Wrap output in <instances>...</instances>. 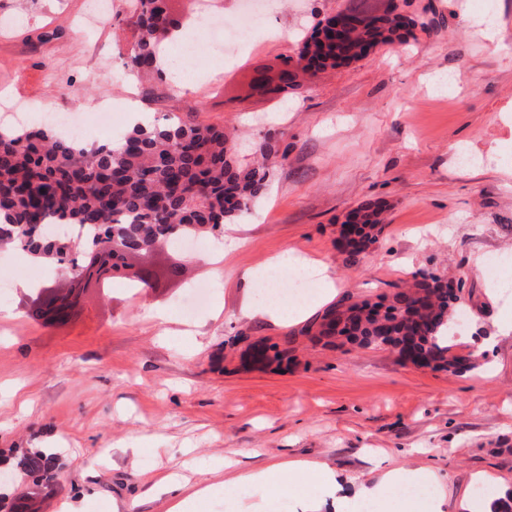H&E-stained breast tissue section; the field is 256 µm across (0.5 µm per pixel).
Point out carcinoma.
<instances>
[{
    "label": "carcinoma",
    "instance_id": "carcinoma-1",
    "mask_svg": "<svg viewBox=\"0 0 512 512\" xmlns=\"http://www.w3.org/2000/svg\"><path fill=\"white\" fill-rule=\"evenodd\" d=\"M140 31L128 69L137 78L161 75L158 61L164 40L188 28L173 22L169 0H130ZM347 12L367 16L373 23L357 30L359 45L387 44L400 37L409 21L390 7L377 13L363 3ZM344 58L336 45L312 36L301 49L293 70L281 72L279 82L260 84L268 96L283 86L300 85ZM258 157L243 166L234 157L233 135L222 127L181 120L163 125H136L117 148L110 143L79 146L53 129L0 128V246H13L58 264L76 262L74 248L109 242L135 251L156 235L180 225L174 241L215 236L232 224L249 205L266 195L270 157L278 154L266 140ZM51 221L81 224L88 232L73 239L45 232ZM378 210L361 215V239L348 250L352 259L381 234ZM462 308L461 296L448 290V281L419 272L409 285H395L380 301H339L281 343L259 344L262 364L293 360L298 338L325 345L355 348L390 346L403 353L412 345L433 362V368L466 373L476 368L471 359L453 353L442 337L453 314Z\"/></svg>",
    "mask_w": 512,
    "mask_h": 512
}]
</instances>
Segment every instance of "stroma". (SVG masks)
Here are the masks:
<instances>
[{
  "mask_svg": "<svg viewBox=\"0 0 512 512\" xmlns=\"http://www.w3.org/2000/svg\"><path fill=\"white\" fill-rule=\"evenodd\" d=\"M350 2L280 0L235 64L216 58L191 91L161 80L149 91L126 67L139 36L127 0H112L104 27L85 25L89 0H0V98L75 110L109 94L160 123L234 131L243 165L268 138L284 152L267 194L238 217L230 258L214 260L209 239L195 251L159 243L138 258L156 269L153 286L94 289L64 324L31 316L34 266L0 253V274L15 284L0 304V453L58 451L57 475L29 512H166L151 488L169 472L219 485L191 512H235L253 495L236 477L286 456L331 468L335 495L318 475L299 481L321 512H339L391 468L434 473L444 512L468 495L512 492V0H398L411 21L400 41L284 99L255 90ZM481 17L500 18L505 47ZM367 204L383 210L384 228L351 261L339 234ZM284 251L299 265L320 262L335 301H376L422 270L445 277L468 312L455 353L492 343L462 375L412 366L387 347L304 338L285 371L257 364L249 343L278 342L300 323L245 315L258 285L243 276ZM176 263L184 275L169 274ZM196 284L216 292L187 322L176 305ZM477 473L492 484L474 485Z\"/></svg>",
  "mask_w": 512,
  "mask_h": 512,
  "instance_id": "obj_1",
  "label": "stroma"
}]
</instances>
